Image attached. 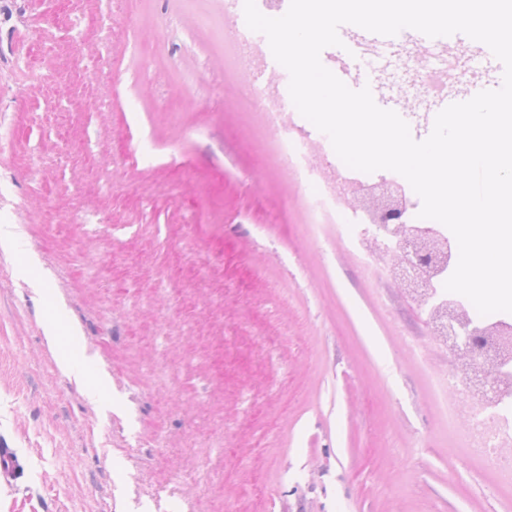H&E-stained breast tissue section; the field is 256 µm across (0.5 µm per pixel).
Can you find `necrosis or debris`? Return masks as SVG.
Segmentation results:
<instances>
[{
	"label": "necrosis or debris",
	"mask_w": 512,
	"mask_h": 512,
	"mask_svg": "<svg viewBox=\"0 0 512 512\" xmlns=\"http://www.w3.org/2000/svg\"><path fill=\"white\" fill-rule=\"evenodd\" d=\"M108 23V18L97 14L81 18L80 37L73 40L70 51V64L75 73L95 72L107 85L112 82L111 66L90 60L84 51V40L98 37ZM242 105L264 113L268 125L281 133L283 159L294 169L306 190L310 210L335 225L347 253L367 274L379 277L390 273L395 265L405 263L406 258L395 241L385 242V253L381 256L371 248L375 219L354 203L355 198L370 188L369 179L340 160L326 162L322 167L311 165L316 143L296 124L276 85H250ZM448 419L453 423L463 422V436L471 451L494 466L502 480L512 482V394L491 406L475 396H466L462 402L450 404Z\"/></svg>",
	"instance_id": "obj_1"
}]
</instances>
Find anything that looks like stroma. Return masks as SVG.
I'll return each mask as SVG.
<instances>
[{
  "instance_id": "obj_1",
  "label": "stroma",
  "mask_w": 512,
  "mask_h": 512,
  "mask_svg": "<svg viewBox=\"0 0 512 512\" xmlns=\"http://www.w3.org/2000/svg\"><path fill=\"white\" fill-rule=\"evenodd\" d=\"M112 19L69 67L59 10ZM224 0H0V512H512L437 395L426 309L316 223L262 113ZM404 100L412 46H379ZM59 306L101 397L44 339Z\"/></svg>"
}]
</instances>
